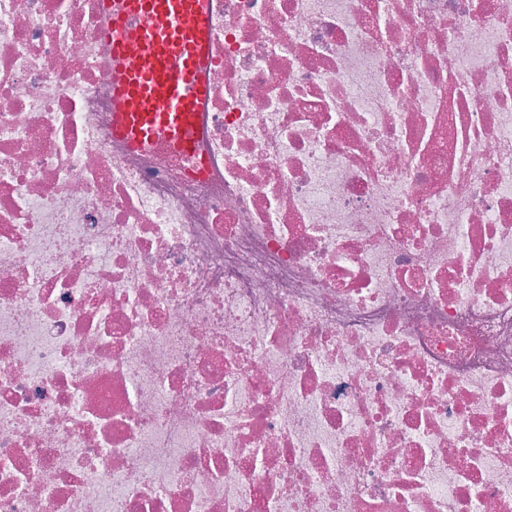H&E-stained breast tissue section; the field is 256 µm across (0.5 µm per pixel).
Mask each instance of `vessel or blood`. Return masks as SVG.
I'll use <instances>...</instances> for the list:
<instances>
[{
  "label": "vessel or blood",
  "instance_id": "vessel-or-blood-1",
  "mask_svg": "<svg viewBox=\"0 0 512 512\" xmlns=\"http://www.w3.org/2000/svg\"><path fill=\"white\" fill-rule=\"evenodd\" d=\"M101 37L111 51L113 129L132 146L164 138L189 150L207 95L201 78L208 49L206 0H102ZM137 42V64L124 61Z\"/></svg>",
  "mask_w": 512,
  "mask_h": 512
}]
</instances>
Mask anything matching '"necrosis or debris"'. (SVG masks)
I'll use <instances>...</instances> for the list:
<instances>
[{"instance_id": "1", "label": "necrosis or debris", "mask_w": 512, "mask_h": 512, "mask_svg": "<svg viewBox=\"0 0 512 512\" xmlns=\"http://www.w3.org/2000/svg\"><path fill=\"white\" fill-rule=\"evenodd\" d=\"M207 14L185 154L0 0V512H512V0Z\"/></svg>"}]
</instances>
